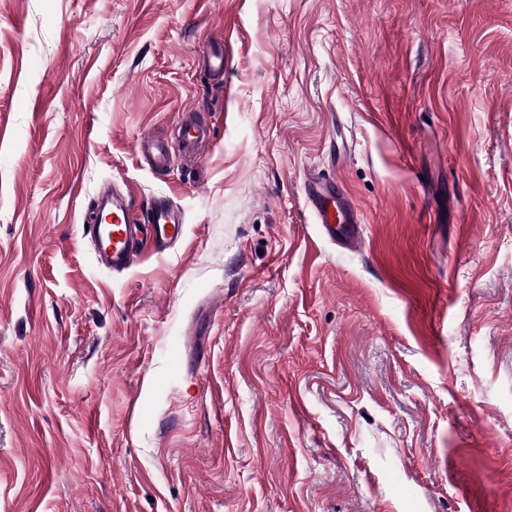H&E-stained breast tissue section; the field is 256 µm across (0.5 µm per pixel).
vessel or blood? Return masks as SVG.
<instances>
[{
  "label": "vessel or blood",
  "instance_id": "b4317fda",
  "mask_svg": "<svg viewBox=\"0 0 512 512\" xmlns=\"http://www.w3.org/2000/svg\"><path fill=\"white\" fill-rule=\"evenodd\" d=\"M198 52L206 63L210 78L222 82V45L203 42L199 44ZM210 137V127L192 116L186 117L179 128V144L188 155L197 154ZM138 149L157 169L169 167L173 160L170 145L150 136L140 139ZM337 186L336 179L308 176L303 186L305 203L329 238L340 237L353 246H360L364 239L362 212L340 196ZM111 211V223L90 225L88 232L96 241L104 263L116 271L129 268L138 251L166 252L183 234L181 210L164 197L155 200L150 214L142 222L133 217L129 204L113 202Z\"/></svg>",
  "mask_w": 512,
  "mask_h": 512
}]
</instances>
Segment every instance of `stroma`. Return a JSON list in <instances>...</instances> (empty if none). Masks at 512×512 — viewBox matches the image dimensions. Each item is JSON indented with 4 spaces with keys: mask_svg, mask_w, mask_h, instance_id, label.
Masks as SVG:
<instances>
[{
    "mask_svg": "<svg viewBox=\"0 0 512 512\" xmlns=\"http://www.w3.org/2000/svg\"><path fill=\"white\" fill-rule=\"evenodd\" d=\"M0 512H512V0H0ZM200 57L206 63L209 77L219 83L224 80V50L222 45L207 41L198 46ZM210 137V127L194 116L186 117L179 128V144L182 152L187 155H196ZM138 149L156 169H166L173 160L170 145L150 136L140 139ZM336 178L321 179L316 174L304 181L303 191L307 208L315 224L331 239L336 236L353 246H360L364 239V219L359 208L345 201L337 190ZM102 211H112V224H90L88 234L96 241L104 263L114 271L130 267L138 248L160 254L173 247L183 234V214L171 200L161 197L154 201L147 219L139 223L130 205L112 198ZM112 225V227H111Z\"/></svg>",
    "mask_w": 512,
    "mask_h": 512,
    "instance_id": "obj_1",
    "label": "stroma"
}]
</instances>
